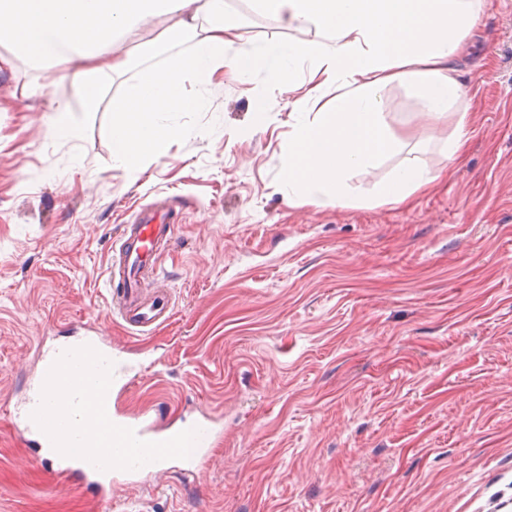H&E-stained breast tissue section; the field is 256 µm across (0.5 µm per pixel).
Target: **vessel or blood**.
<instances>
[{
	"label": "vessel or blood",
	"mask_w": 512,
	"mask_h": 512,
	"mask_svg": "<svg viewBox=\"0 0 512 512\" xmlns=\"http://www.w3.org/2000/svg\"><path fill=\"white\" fill-rule=\"evenodd\" d=\"M173 229V224L159 218L154 206H144L130 224L124 225L119 246L111 256L109 277L121 286L118 311L133 331L157 328L172 317L169 295H151L144 282L153 273L162 249L172 240ZM36 352L42 370L29 384L13 425L37 448L72 449L71 460L53 462L54 478L66 480L79 473L107 494L123 474L140 469L159 471L174 460L198 464L218 434L216 426L206 421L174 429L160 424L145 410L134 414L118 411L113 395L126 393L139 372L125 359L122 350L99 332L74 337L67 344H40ZM76 359L96 373L97 381L90 391L84 384L72 382L70 400L76 420L69 435L64 436L47 426L44 413L61 365ZM91 422L99 425L100 437H87L85 429ZM110 448L120 449L123 459L114 468L101 469L100 459Z\"/></svg>",
	"instance_id": "vessel-or-blood-1"
}]
</instances>
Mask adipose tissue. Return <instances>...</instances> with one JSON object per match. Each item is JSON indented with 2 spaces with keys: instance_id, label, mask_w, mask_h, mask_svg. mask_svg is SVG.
<instances>
[{
  "instance_id": "ef3b65f1",
  "label": "adipose tissue",
  "mask_w": 512,
  "mask_h": 512,
  "mask_svg": "<svg viewBox=\"0 0 512 512\" xmlns=\"http://www.w3.org/2000/svg\"><path fill=\"white\" fill-rule=\"evenodd\" d=\"M484 0H252L256 10L282 28L304 32L291 42L254 46L237 24L224 18L225 0H0V44L33 61L47 83L67 63L89 107L98 104L99 79L128 71L129 54L113 50L122 40L141 48L192 37L189 55L174 56L148 70L113 97L112 156L139 167L161 145L180 136L177 112L202 110L204 94L184 95L192 79L204 87L219 71L246 78L267 70L276 88L294 86L298 63L318 64L335 83L336 97L309 118L302 101L292 104L293 135L284 153L282 178L295 198L315 208L347 205L349 172L372 167L403 146L379 107V93L393 82L414 88L430 120L456 118L448 158L461 156L469 140V109L455 62L477 26ZM163 23L159 40L147 22ZM435 180L416 165L394 170L381 191L388 204H402Z\"/></svg>"
}]
</instances>
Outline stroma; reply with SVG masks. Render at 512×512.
<instances>
[{
  "label": "stroma",
  "mask_w": 512,
  "mask_h": 512,
  "mask_svg": "<svg viewBox=\"0 0 512 512\" xmlns=\"http://www.w3.org/2000/svg\"><path fill=\"white\" fill-rule=\"evenodd\" d=\"M246 41L299 39L247 0H226ZM192 38L144 51L117 42L130 70L99 85L88 111L58 65L39 69L0 44V512H512V0H485L459 64L472 99L470 146L448 161L453 118L421 119L393 83L380 109L405 149L350 173L343 207L289 203L288 112L265 70L214 81L206 107L176 116L181 136L138 168L112 160L106 104ZM81 123L51 128L52 101ZM415 161L447 179L411 204L382 203ZM177 213L158 279L173 315L134 334L112 313L111 249L139 207ZM147 370L125 411L170 425H224L195 473L128 474L102 502L53 480L11 425L13 392L89 316ZM55 112H57L55 133L66 140L78 138L81 127L76 118L69 111L68 106L61 101H56Z\"/></svg>",
  "instance_id": "stroma-1"
}]
</instances>
